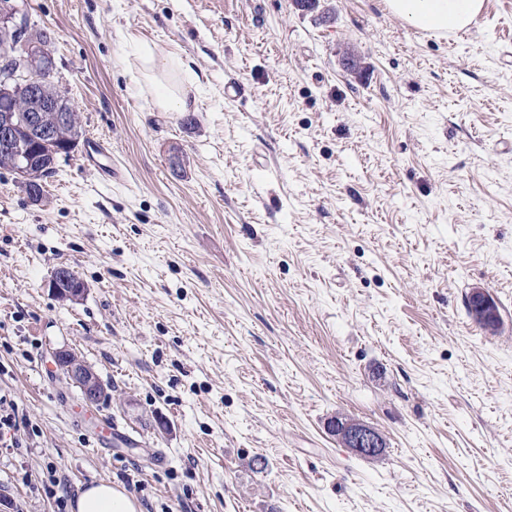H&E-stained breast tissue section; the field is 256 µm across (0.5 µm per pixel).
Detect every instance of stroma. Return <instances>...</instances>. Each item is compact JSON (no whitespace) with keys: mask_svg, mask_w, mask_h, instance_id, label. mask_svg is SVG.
<instances>
[{"mask_svg":"<svg viewBox=\"0 0 512 512\" xmlns=\"http://www.w3.org/2000/svg\"><path fill=\"white\" fill-rule=\"evenodd\" d=\"M28 3L125 179L81 145L41 201L0 172V512H72L102 479L139 512H512V0L454 41L383 0ZM144 44L188 111L154 103ZM60 347L108 397L82 402ZM110 158L109 155L99 149L97 142L93 140L92 145L89 147L88 159L105 181H112V177L116 178L120 175L117 168H112ZM104 160H107V162H104ZM62 277L66 278V282L62 280ZM50 283L56 281L60 288H71L68 291L66 298L74 300L79 298L86 291L84 282L77 276L76 272L68 267L56 268L51 276ZM468 306L478 324L494 320L498 316L497 306L484 288H473L471 290L468 296ZM335 421L337 424L347 425L344 427L335 425L333 426V431L336 432V435L354 454L371 459H377L382 455L383 451L379 454L376 453L381 451L382 448H385V440L383 436L372 427L353 423V421H348L346 418L342 417H336Z\"/></svg>","mask_w":512,"mask_h":512,"instance_id":"1","label":"stroma"}]
</instances>
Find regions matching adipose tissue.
Here are the masks:
<instances>
[{"instance_id": "1", "label": "adipose tissue", "mask_w": 512, "mask_h": 512, "mask_svg": "<svg viewBox=\"0 0 512 512\" xmlns=\"http://www.w3.org/2000/svg\"><path fill=\"white\" fill-rule=\"evenodd\" d=\"M483 0H387L390 12L415 27L445 33L466 28L481 11ZM72 512H138L137 502L111 483L100 482L78 492Z\"/></svg>"}]
</instances>
